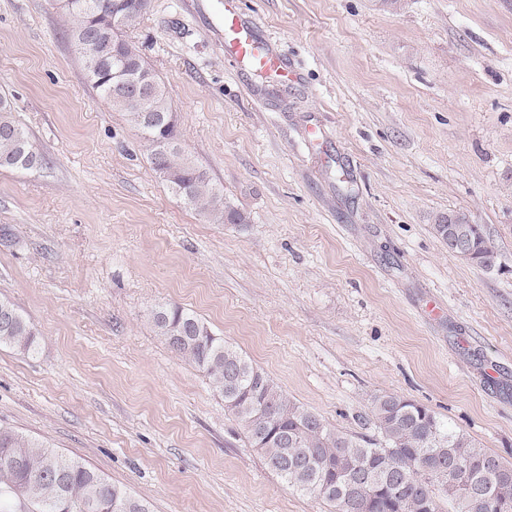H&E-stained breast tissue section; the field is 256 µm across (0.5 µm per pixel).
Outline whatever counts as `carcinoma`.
Here are the masks:
<instances>
[{
  "label": "carcinoma",
  "instance_id": "carcinoma-1",
  "mask_svg": "<svg viewBox=\"0 0 512 512\" xmlns=\"http://www.w3.org/2000/svg\"><path fill=\"white\" fill-rule=\"evenodd\" d=\"M149 0H62L70 35L86 75L112 108L127 114L150 150L158 177L184 204L212 224H245L228 206L206 170L182 151L163 83L129 40ZM128 67L146 98L133 102L112 88V70ZM43 157L0 97V168L33 169ZM434 231L445 243H465L470 260L495 266L497 253L478 224H449L437 218ZM154 326L171 349L203 372L243 425L253 447L288 484L319 498L336 512H512V464L479 447L440 421L427 407L396 395L372 400L377 437L349 436L329 428L317 414L293 401L274 380L235 346L214 335L194 313L171 304L152 310ZM26 355L37 352V332L17 312L0 325V346ZM0 512L19 503L24 512H149L142 500L112 484L84 463L42 441L0 426ZM430 508H422L424 501Z\"/></svg>",
  "mask_w": 512,
  "mask_h": 512
}]
</instances>
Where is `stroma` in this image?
Instances as JSON below:
<instances>
[{"instance_id":"stroma-1","label":"stroma","mask_w":512,"mask_h":512,"mask_svg":"<svg viewBox=\"0 0 512 512\" xmlns=\"http://www.w3.org/2000/svg\"><path fill=\"white\" fill-rule=\"evenodd\" d=\"M150 0L128 33L179 144L243 212L212 224L87 81L58 0H0V96L44 162L0 169V424L150 512H333L253 448L152 322L194 312L330 428L374 396L431 409L512 463V0H236L297 75L224 55V0ZM480 225L486 269L438 216ZM437 312H430L429 304ZM11 303L17 313L16 321L5 328L0 325V346H9L26 355H34L37 352V332L31 321L9 299H0V303Z\"/></svg>"}]
</instances>
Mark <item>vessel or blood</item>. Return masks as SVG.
<instances>
[{"label": "vessel or blood", "instance_id": "1", "mask_svg": "<svg viewBox=\"0 0 512 512\" xmlns=\"http://www.w3.org/2000/svg\"><path fill=\"white\" fill-rule=\"evenodd\" d=\"M224 54L234 62L248 63L252 70L276 76L281 82L294 80L287 58L275 50L254 22L241 15L231 0L224 4Z\"/></svg>", "mask_w": 512, "mask_h": 512}]
</instances>
